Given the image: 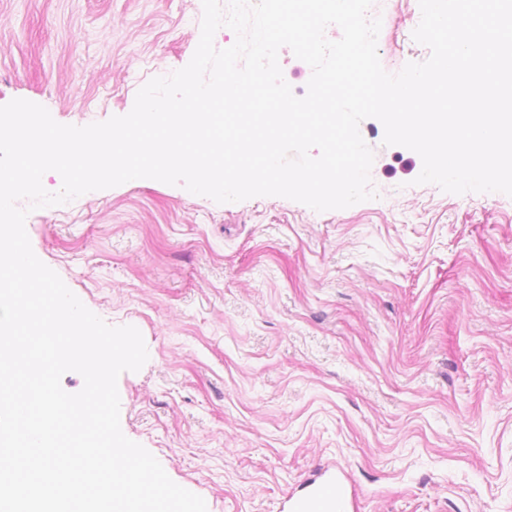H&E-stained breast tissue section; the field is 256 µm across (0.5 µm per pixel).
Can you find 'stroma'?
<instances>
[{"instance_id": "obj_1", "label": "stroma", "mask_w": 512, "mask_h": 512, "mask_svg": "<svg viewBox=\"0 0 512 512\" xmlns=\"http://www.w3.org/2000/svg\"><path fill=\"white\" fill-rule=\"evenodd\" d=\"M376 3L383 68L427 60L418 0ZM201 19V0H0V105L127 114ZM359 130L378 197L346 209L144 179L26 231L89 310L141 332L121 429L208 512H288L339 465L346 512H512V197L416 184L417 153Z\"/></svg>"}]
</instances>
